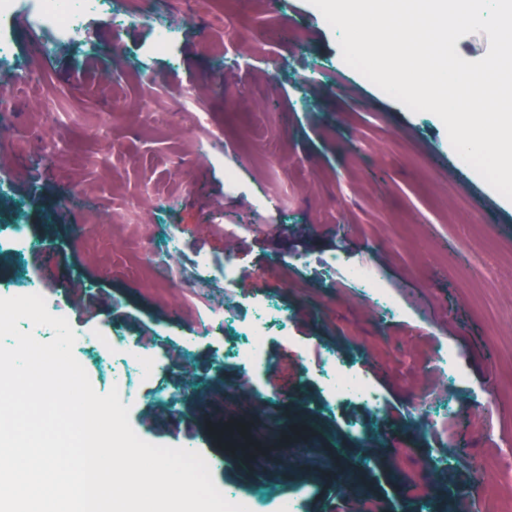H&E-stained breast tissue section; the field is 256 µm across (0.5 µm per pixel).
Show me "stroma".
I'll return each instance as SVG.
<instances>
[{
    "label": "stroma",
    "instance_id": "35a3bbf8",
    "mask_svg": "<svg viewBox=\"0 0 512 512\" xmlns=\"http://www.w3.org/2000/svg\"><path fill=\"white\" fill-rule=\"evenodd\" d=\"M135 9L119 31L87 15L81 44L39 56L26 14L7 22L23 76L0 75L18 128L0 150V230L24 221L32 246L0 247V282L35 279L76 335L160 358L152 382L128 379L133 430L222 456L216 485L262 493L261 512L284 497L298 512H512V200L457 177L442 121L347 66L309 0ZM163 26L177 44L155 55ZM352 267L405 312L375 309ZM267 299L288 320L255 375L225 360L212 314L243 327ZM329 357L379 391L380 414L331 400L315 371ZM426 456L450 492L424 482Z\"/></svg>",
    "mask_w": 512,
    "mask_h": 512
}]
</instances>
